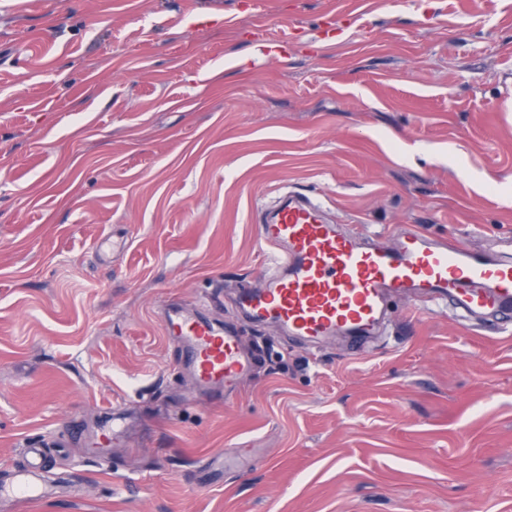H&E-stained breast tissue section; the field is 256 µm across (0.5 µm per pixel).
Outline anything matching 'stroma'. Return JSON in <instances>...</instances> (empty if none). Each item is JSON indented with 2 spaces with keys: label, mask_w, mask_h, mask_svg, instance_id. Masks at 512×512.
Returning a JSON list of instances; mask_svg holds the SVG:
<instances>
[{
  "label": "stroma",
  "mask_w": 512,
  "mask_h": 512,
  "mask_svg": "<svg viewBox=\"0 0 512 512\" xmlns=\"http://www.w3.org/2000/svg\"><path fill=\"white\" fill-rule=\"evenodd\" d=\"M291 190L511 241L512 0H0V483L44 441L54 485L0 512H512V329L402 299L312 349L241 316ZM203 304L260 356L222 398L163 329Z\"/></svg>",
  "instance_id": "obj_1"
}]
</instances>
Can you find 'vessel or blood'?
<instances>
[{
    "label": "vessel or blood",
    "mask_w": 512,
    "mask_h": 512,
    "mask_svg": "<svg viewBox=\"0 0 512 512\" xmlns=\"http://www.w3.org/2000/svg\"><path fill=\"white\" fill-rule=\"evenodd\" d=\"M324 212L321 200L291 193L258 225L269 263L235 298L250 321L314 344L359 339L381 333L389 298L406 297L430 312L446 306L512 324V259L409 228L396 229L390 242H374L328 223ZM163 328L180 346V369L199 392H231L248 377L253 359L234 325L172 307ZM31 454V465L8 489L20 507L50 492L51 462L39 449Z\"/></svg>",
    "instance_id": "vessel-or-blood-1"
}]
</instances>
